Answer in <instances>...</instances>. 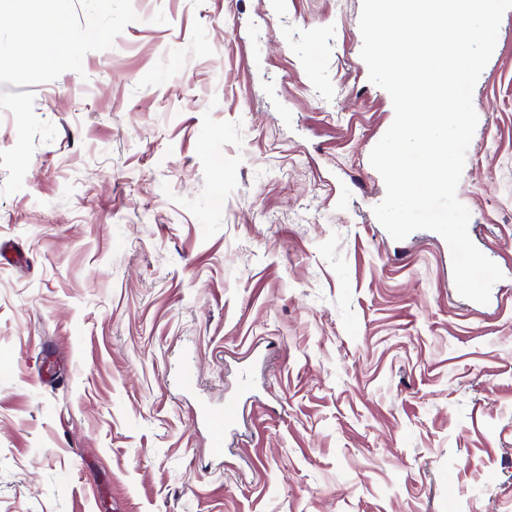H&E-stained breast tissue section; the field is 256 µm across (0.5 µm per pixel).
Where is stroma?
Listing matches in <instances>:
<instances>
[{"instance_id": "35a3bbf8", "label": "stroma", "mask_w": 512, "mask_h": 512, "mask_svg": "<svg viewBox=\"0 0 512 512\" xmlns=\"http://www.w3.org/2000/svg\"><path fill=\"white\" fill-rule=\"evenodd\" d=\"M32 8L70 39L0 23V512H512V9L457 189L479 304L373 213L361 0ZM236 415V407L233 403L224 406L223 412L201 408L195 422L202 423L209 430L210 451L216 456L224 455V431L233 423Z\"/></svg>"}]
</instances>
